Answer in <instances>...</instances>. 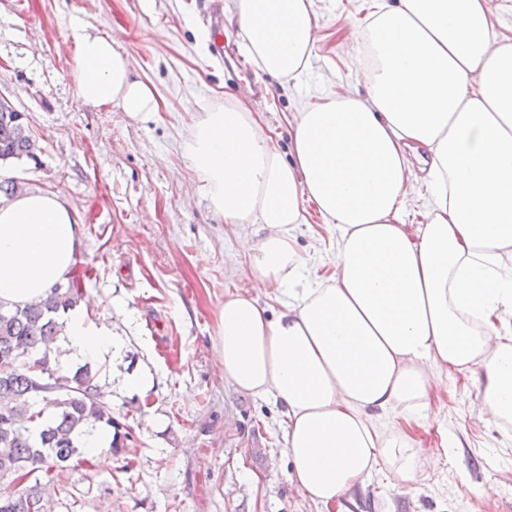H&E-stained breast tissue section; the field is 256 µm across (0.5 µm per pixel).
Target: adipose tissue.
<instances>
[{"label":"adipose tissue","instance_id":"obj_1","mask_svg":"<svg viewBox=\"0 0 512 512\" xmlns=\"http://www.w3.org/2000/svg\"><path fill=\"white\" fill-rule=\"evenodd\" d=\"M492 0H377L352 35L368 57L365 95L346 90L289 113L288 154L259 121L260 102L209 107L185 129L215 212L242 235L252 293L228 292L217 353L238 392L286 409L288 478L314 502H347L388 468L416 489L438 468L412 425L431 420L442 371H482L486 423H512V37L497 35ZM226 19L264 73L296 79L317 41L313 0H229ZM82 103L157 111L154 87L106 32L73 48ZM429 192L425 223L401 206ZM315 207L339 238L320 277L296 236ZM74 210L28 191L0 204V303L47 296L74 268ZM289 294L278 312L259 295ZM70 355L115 346L83 307L64 317ZM390 413L389 429L373 414Z\"/></svg>","mask_w":512,"mask_h":512}]
</instances>
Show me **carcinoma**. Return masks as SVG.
Here are the masks:
<instances>
[{"label": "carcinoma", "instance_id": "carcinoma-1", "mask_svg": "<svg viewBox=\"0 0 512 512\" xmlns=\"http://www.w3.org/2000/svg\"><path fill=\"white\" fill-rule=\"evenodd\" d=\"M35 158L32 137L20 113L0 101V160ZM82 295L70 284L56 286L47 298L24 307L0 304V512H40L46 508L38 485L12 487L19 476L42 472L62 481L70 461L81 460L80 437L84 428L100 426L113 432L109 448L124 447L130 433L112 416L104 401L97 373L84 365L58 374L51 361L58 358L55 342L63 332V316ZM40 365L32 373L25 363ZM50 399L57 409L49 422L32 410L34 396ZM38 423L29 432L25 423Z\"/></svg>", "mask_w": 512, "mask_h": 512}]
</instances>
